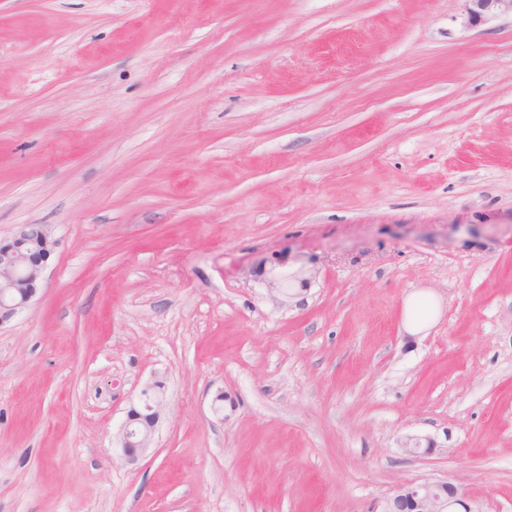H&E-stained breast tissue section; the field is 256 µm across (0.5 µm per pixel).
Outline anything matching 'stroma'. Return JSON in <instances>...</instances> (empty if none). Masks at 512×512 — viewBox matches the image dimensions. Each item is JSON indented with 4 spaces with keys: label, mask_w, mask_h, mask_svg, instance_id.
<instances>
[{
    "label": "stroma",
    "mask_w": 512,
    "mask_h": 512,
    "mask_svg": "<svg viewBox=\"0 0 512 512\" xmlns=\"http://www.w3.org/2000/svg\"><path fill=\"white\" fill-rule=\"evenodd\" d=\"M18 224L58 245L0 328V512H377L423 479L512 512L511 17L0 0ZM163 401V396L155 397L146 408V414L136 409L129 411L119 437L122 454L128 462L136 461L152 444ZM134 424L137 428L132 432L131 426Z\"/></svg>",
    "instance_id": "obj_1"
}]
</instances>
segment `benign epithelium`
Segmentation results:
<instances>
[{
	"instance_id": "7a95c632",
	"label": "benign epithelium",
	"mask_w": 512,
	"mask_h": 512,
	"mask_svg": "<svg viewBox=\"0 0 512 512\" xmlns=\"http://www.w3.org/2000/svg\"><path fill=\"white\" fill-rule=\"evenodd\" d=\"M470 24L512 15V0H464ZM56 240L43 225L20 224L0 240V327L26 310L37 296ZM163 397L154 398L146 412L132 409L120 431L125 459L136 461L153 441ZM472 512L459 489L447 481L424 480L395 486L381 512Z\"/></svg>"
}]
</instances>
